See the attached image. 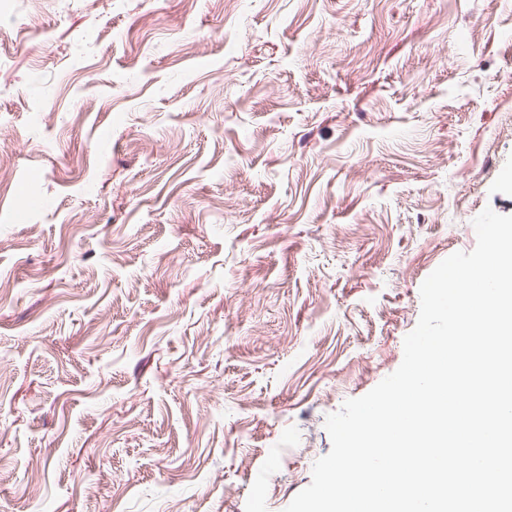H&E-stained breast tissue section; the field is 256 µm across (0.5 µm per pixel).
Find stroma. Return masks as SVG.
<instances>
[{
    "label": "stroma",
    "instance_id": "35a3bbf8",
    "mask_svg": "<svg viewBox=\"0 0 512 512\" xmlns=\"http://www.w3.org/2000/svg\"><path fill=\"white\" fill-rule=\"evenodd\" d=\"M488 207L512 0H9L0 512H285Z\"/></svg>",
    "mask_w": 512,
    "mask_h": 512
}]
</instances>
